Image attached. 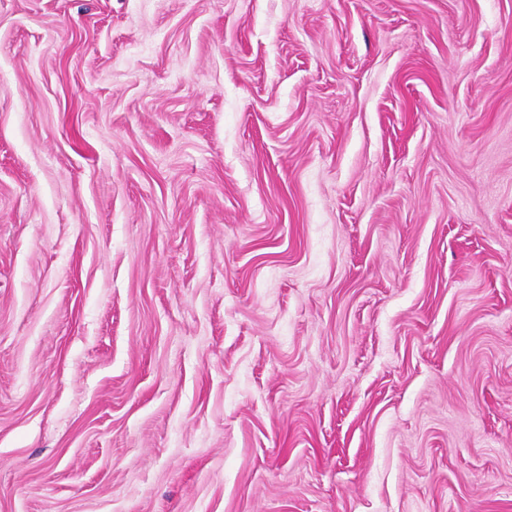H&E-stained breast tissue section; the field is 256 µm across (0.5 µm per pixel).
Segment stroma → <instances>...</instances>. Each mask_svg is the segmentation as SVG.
<instances>
[{
    "instance_id": "obj_1",
    "label": "stroma",
    "mask_w": 512,
    "mask_h": 512,
    "mask_svg": "<svg viewBox=\"0 0 512 512\" xmlns=\"http://www.w3.org/2000/svg\"><path fill=\"white\" fill-rule=\"evenodd\" d=\"M0 512H512V0H0Z\"/></svg>"
}]
</instances>
